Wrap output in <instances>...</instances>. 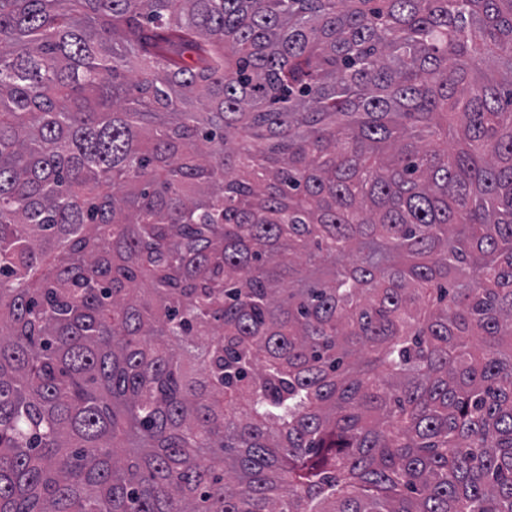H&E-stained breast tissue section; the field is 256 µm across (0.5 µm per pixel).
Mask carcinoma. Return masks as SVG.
<instances>
[{"label":"carcinoma","mask_w":512,"mask_h":512,"mask_svg":"<svg viewBox=\"0 0 512 512\" xmlns=\"http://www.w3.org/2000/svg\"><path fill=\"white\" fill-rule=\"evenodd\" d=\"M0 512H512V0H0Z\"/></svg>","instance_id":"obj_1"}]
</instances>
